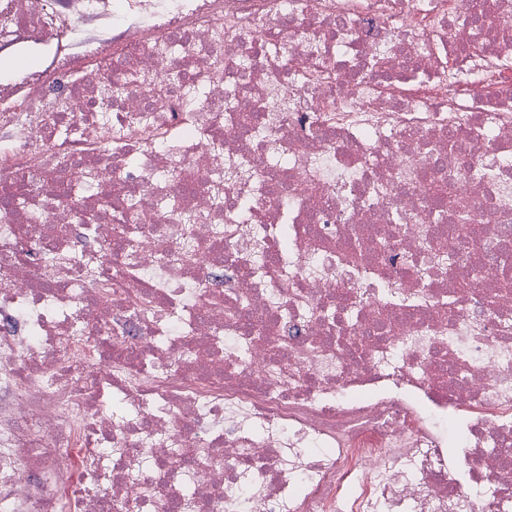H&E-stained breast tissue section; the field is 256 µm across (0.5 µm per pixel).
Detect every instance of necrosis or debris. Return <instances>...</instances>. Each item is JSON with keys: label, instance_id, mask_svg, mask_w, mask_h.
Segmentation results:
<instances>
[{"label": "necrosis or debris", "instance_id": "obj_1", "mask_svg": "<svg viewBox=\"0 0 512 512\" xmlns=\"http://www.w3.org/2000/svg\"><path fill=\"white\" fill-rule=\"evenodd\" d=\"M474 49L512 0H0L41 57L0 80V512H512V66Z\"/></svg>", "mask_w": 512, "mask_h": 512}]
</instances>
